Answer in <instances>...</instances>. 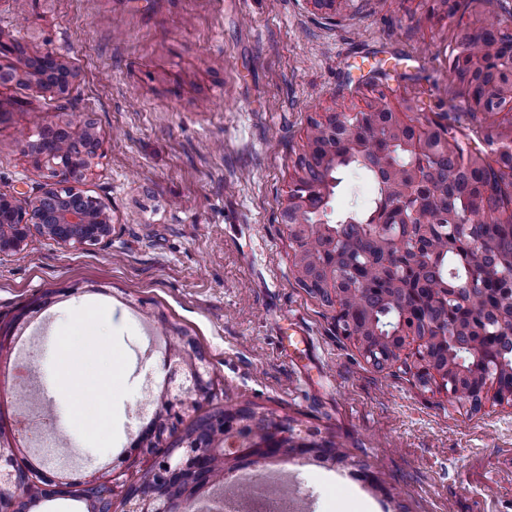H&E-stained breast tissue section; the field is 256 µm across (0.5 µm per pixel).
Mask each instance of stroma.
I'll use <instances>...</instances> for the list:
<instances>
[{
	"label": "stroma",
	"mask_w": 512,
	"mask_h": 512,
	"mask_svg": "<svg viewBox=\"0 0 512 512\" xmlns=\"http://www.w3.org/2000/svg\"><path fill=\"white\" fill-rule=\"evenodd\" d=\"M512 17V0H353L335 21L306 0H0V65L8 45L62 55L76 73L60 96L0 84V193L34 194L55 165L29 147L41 127L94 120L101 149L80 187L106 208L112 234L63 246L29 235L0 255V326L20 309L0 368L27 360L25 381L0 390V442L22 469L50 470L19 443L31 412L59 421L34 361L54 333L100 329L125 375L110 429L58 433L60 470L111 480L121 512L128 474L154 457L133 451L143 404L164 377L166 345L183 328L216 383L214 406L247 407L310 441L347 450L339 462L280 459L299 512H512V405L480 411L421 383L419 340L378 370L337 326L334 308L301 288L280 212L309 121L377 99L412 120L452 126L493 159L512 138V112L488 125L448 81L460 17ZM334 215L366 209L377 184L340 169Z\"/></svg>",
	"instance_id": "1"
}]
</instances>
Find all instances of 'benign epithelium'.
<instances>
[{
  "label": "benign epithelium",
  "mask_w": 512,
  "mask_h": 512,
  "mask_svg": "<svg viewBox=\"0 0 512 512\" xmlns=\"http://www.w3.org/2000/svg\"><path fill=\"white\" fill-rule=\"evenodd\" d=\"M313 9L325 16L334 17L336 11L349 6L351 0H306ZM471 77L482 81L489 72L509 73L512 71V57L503 56L498 48L492 47L461 59ZM13 77L26 83L35 84L45 92L57 96L63 94V85H69L76 78L74 70L58 54L45 50L25 58L24 68L13 71ZM485 92L471 97L474 112H483L492 106L503 112L512 110V80H495L484 86ZM373 124L376 138H382V130H399L410 126L414 130L411 137L401 139L403 148L411 156L409 164L397 167L391 164L385 153H378L379 162L372 166L376 173L379 188L382 190V202L370 216V222L378 234V246L391 257L384 264L385 282L399 285L402 274L416 267L421 260L422 242L432 233V225H416L419 212L426 205L430 195V186L420 174L419 164L425 162L438 147L448 148V136L440 126L430 122H404L398 113L385 106L381 109L369 107L362 113L326 112L318 120L317 134L334 139L345 129H352L365 122ZM68 136L70 151L57 163L60 179L41 186L36 195L29 197L23 192L13 194L0 193V254L19 250L28 237L30 227L35 226L49 239L61 245L74 243L100 242L111 234L112 224L109 214L100 202L87 195L80 187L98 150V137L94 128L87 124L71 123L64 127ZM512 156L511 148L499 150L494 163L499 183L481 182L476 195L461 199L460 205L442 211L437 222L448 225V249L461 237L459 225L468 222L471 212L484 209L488 202L498 196L499 188L512 181V166H504L501 159ZM330 185L326 181H313L302 184L296 177L288 195V202L282 210V221L288 225L294 244L304 235L306 218L313 217V223L325 230L328 227ZM332 260L326 266H317L310 270L308 259L301 249H296L298 278L305 282L309 290L332 303L336 309V325L344 334L351 336L360 345L365 357L383 369L399 358L412 335H418L421 350L417 354L414 366L416 377L423 383L435 381L439 387L452 396H460L472 408H482L486 398L487 381L478 380V368L489 360L496 361L498 368L512 371L495 351L487 348L482 338L499 336L503 341L512 342V259L500 256L491 262L476 257L465 277L452 275L440 283L438 292L429 298L418 294V290L406 288L404 292L412 295L415 305L426 307L468 305L470 298L483 290L484 283L476 273L477 266L496 277L503 285L499 304L488 309L480 318L467 317L468 324L457 322L456 334L444 336L437 324L424 320V330L408 327L406 314L402 313L393 320L389 335L380 333L374 321L362 326L346 324L347 317L340 305L344 289L351 285L348 272L360 266L351 261L344 263L345 257L337 239L330 245ZM246 426V420L232 412L224 417L225 443L218 452L224 455L225 470L232 473L238 470L239 458L253 447L252 439L245 438L240 430ZM262 454L253 456L255 462L274 459L289 452L295 455H308L311 448L304 442L292 438L288 425H272L264 437L258 440ZM8 451H0V512H15L14 502L6 494V478H15L19 472L6 466L4 458ZM195 470L193 454L172 456L165 459L154 470L156 484L145 492L137 485L127 488L126 512H188L192 508L193 497L185 494L173 503H157L155 499L164 492V484L178 479ZM47 484L91 483L95 474L78 477L58 474H42Z\"/></svg>",
  "instance_id": "7a95c632"
}]
</instances>
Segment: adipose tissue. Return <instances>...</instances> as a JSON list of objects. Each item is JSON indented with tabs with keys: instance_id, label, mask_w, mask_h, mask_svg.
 <instances>
[{
	"instance_id": "adipose-tissue-1",
	"label": "adipose tissue",
	"mask_w": 512,
	"mask_h": 512,
	"mask_svg": "<svg viewBox=\"0 0 512 512\" xmlns=\"http://www.w3.org/2000/svg\"><path fill=\"white\" fill-rule=\"evenodd\" d=\"M100 332L75 328L52 336L49 353L56 365L57 381L66 390V404L61 427L67 431H98L108 428L110 419L107 401L113 382L123 376V369L111 362L108 353H101L103 367L90 369L84 358L85 347L92 342L103 343Z\"/></svg>"
}]
</instances>
